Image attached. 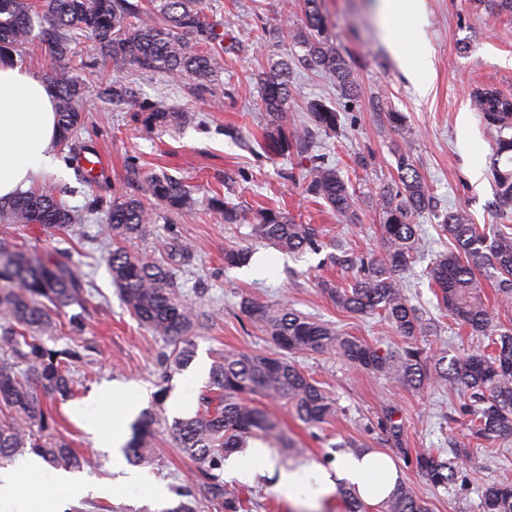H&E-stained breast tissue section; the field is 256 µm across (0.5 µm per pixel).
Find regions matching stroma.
<instances>
[{"instance_id":"1","label":"stroma","mask_w":512,"mask_h":512,"mask_svg":"<svg viewBox=\"0 0 512 512\" xmlns=\"http://www.w3.org/2000/svg\"><path fill=\"white\" fill-rule=\"evenodd\" d=\"M201 7L210 22L223 27L226 38L224 47L215 51L222 66L216 98L199 101L162 76L143 77L136 84L139 98L185 115L180 125L149 134L134 120L133 107L106 110L99 102L89 103L84 129L72 145L58 150L68 174L52 180L58 198L80 216V224L67 233H47L34 224L0 223V240L76 265L90 293L79 341L82 358L73 369V392L69 399L57 396L51 401L58 432L78 453L93 458L89 476L109 477L108 459L69 416L68 404L80 401L105 380L143 386L150 392L143 410L156 418V462L147 472L166 484L169 497L162 503L140 493L109 500L77 498L74 512H165L177 500L176 488L200 481L195 461L177 447L169 429V399L184 391L200 399L208 369L220 353L274 352L263 330L241 313L243 297L285 305L385 350L401 345V338L379 317H361L336 307L319 287L324 280L348 281L330 263L329 244L342 240L357 251L378 252L379 191L397 179L396 148L410 147L434 197L429 209L411 217L418 226L419 245L404 274L412 304L437 324L425 346L431 352L447 349L455 357L487 343L457 326L439 308L428 270L440 252L453 246L439 231L448 212H465L470 223L486 230L506 221L497 207L490 171L492 144L472 95L490 85L512 95V12L489 13L478 0H425L420 36L430 89L422 95L403 75L382 38L377 0H324L328 17L324 36L351 67L358 85L353 100L342 95L329 75L301 64L302 48L282 30L287 20L294 28H303L304 0H202ZM283 60L292 65L289 126L305 121L314 99L324 100L340 115V129L317 132L313 151L328 156L346 181L355 219L339 216L305 193L307 159L268 156L257 145L266 123L258 76ZM383 112L402 113L404 129L391 131L379 118ZM87 151L104 160L90 177L78 165ZM133 166L144 177L154 173L180 177L196 201L168 224L165 209L145 198V207L157 214L158 221L147 237L130 244L131 250L148 252L156 239L170 238L194 252L191 265L176 268V282L183 298L200 308L204 317L194 360L175 373L161 362L170 344L142 327L126 309L107 267L112 241L104 232L106 210L114 192L129 190L128 170ZM215 195L227 196L241 207L240 223H225L223 216L208 209L206 200ZM262 208L281 210L297 223L314 225L324 249L286 254L268 248L251 234ZM230 245L268 253L269 266L254 271L225 267L224 249ZM295 362L331 392L338 411L321 427L309 428L275 402L262 400V407L276 415L294 447L290 454L272 449L277 465L330 471L340 456L339 443L356 441L388 455L400 480L428 503L430 512H480L483 485L512 479V442L494 453L488 443L471 441L457 404L448 400L447 387L434 384L420 393L408 391L328 355L299 354ZM389 414L403 425L401 445L388 442L379 427ZM458 445L470 450L464 462L467 483L451 492L433 487L415 468L416 453L428 449L446 457ZM228 484L246 500L250 512H336L335 496L315 504L290 499L279 489L276 477L267 473L250 482L232 478Z\"/></svg>"}]
</instances>
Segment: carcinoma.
<instances>
[{
  "instance_id": "cac0c4a2",
  "label": "carcinoma",
  "mask_w": 512,
  "mask_h": 512,
  "mask_svg": "<svg viewBox=\"0 0 512 512\" xmlns=\"http://www.w3.org/2000/svg\"><path fill=\"white\" fill-rule=\"evenodd\" d=\"M307 32H296L305 50L302 60L334 79L347 94L355 85L343 55L321 39L326 26L319 0H306ZM52 63L47 81L57 98L59 138L68 145L84 124V101L96 97L114 106L136 107L134 118L146 132L171 127L183 119L160 103L135 99L130 76L112 78L101 88L73 74L79 46L94 43L104 60L129 64L141 75L164 74L179 83L196 99L216 96L220 66L210 45L224 40L207 22L200 0H0V54L27 45L34 26ZM288 67L259 77L261 105L266 115L262 149L269 155L288 157L304 154L312 130L301 126L293 131L283 123L288 102ZM483 121L493 134L490 168L497 187L501 210H512V98L494 90L476 93ZM311 123L334 131L339 115L321 100L308 105ZM311 166L305 182L306 194L323 200L337 213L352 219V196L336 168L325 159L309 157ZM398 182L382 190L381 247L376 254L352 252L336 247L330 261L350 275L340 286L321 283L322 290L341 308L363 317L379 314L404 337L396 351H383L327 323L285 307L244 299L240 309L259 324L280 350L278 354L254 355L226 352L216 357L209 374L201 408L191 417L176 419L170 426L178 445L195 460L204 480L194 489H180V500L166 512H197V500H219L225 512L244 509L238 494L224 485L219 471L225 453L236 447L241 434L257 433L278 448H287L280 422L254 403V397L275 399L309 428L327 423L337 412L336 400L306 376L291 360L298 353L335 355L346 363L400 386L421 392L436 383L457 390L466 404L463 412L471 434L482 441L512 438V329L491 328V316L483 300L476 274L496 282L498 291L512 298V232L497 228L493 236L468 223L466 216L450 212L440 224L455 250L440 253L429 277L440 306L455 322L475 335L489 339L492 351L473 350L462 357L448 358L439 351L424 355L422 338L434 332L433 320L412 305L403 286V274L417 248L411 214L430 203L427 183L411 152L396 154ZM141 192L169 212L179 214L191 207V191L167 174L143 180ZM208 207L224 215V223L241 220L237 208L218 196ZM0 221L8 224H38L45 230L69 231L79 217L62 206L55 188L44 184L38 190L18 193L0 206ZM151 214L140 197L117 193L108 208L106 231L116 248L107 258L112 280L122 301L145 327L166 337L172 344L162 356L166 368L180 370L195 354V328L199 311L179 295L171 266L129 250L126 243L148 232ZM252 235L285 253L322 248L320 233L311 224H297L287 214L261 209ZM162 250L174 262L190 260L191 249L166 241ZM250 252L239 247L224 250V264L244 266ZM87 304L83 276L69 262L54 261L7 242H0V465L30 450L52 467L81 469L89 460L55 433L56 420L44 399L72 392V365L80 359L77 347L63 351L47 349L45 336L57 332L55 315ZM155 420L133 424L134 437L125 454L138 464L152 459ZM468 449L456 450L455 459L442 460L430 452L415 455V467L435 487L456 484L461 475L458 459ZM342 512H429L424 500L408 486L397 488L377 506L367 505L353 487L338 491ZM482 512H512V482L501 480L483 488Z\"/></svg>"
}]
</instances>
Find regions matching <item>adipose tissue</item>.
<instances>
[{
	"label": "adipose tissue",
	"mask_w": 512,
	"mask_h": 512,
	"mask_svg": "<svg viewBox=\"0 0 512 512\" xmlns=\"http://www.w3.org/2000/svg\"><path fill=\"white\" fill-rule=\"evenodd\" d=\"M56 139L55 100L46 82L11 58L0 59V202L11 200L42 173L60 170ZM139 408L133 386L112 380L95 386L71 407L70 414L94 447L107 454L116 480H92L66 469L48 470L39 457L31 455L15 465L0 467V512H67L74 496L110 498L134 489L165 498L163 484L127 474L122 453L125 438L106 431L111 419H129ZM34 474L39 477L37 485L25 489L23 478ZM339 478L350 482L364 500L378 502L393 491L396 470L389 458L367 452L340 457L332 475L321 470L304 474L280 469L278 484L285 492L310 497L335 490Z\"/></svg>",
	"instance_id": "obj_1"
}]
</instances>
